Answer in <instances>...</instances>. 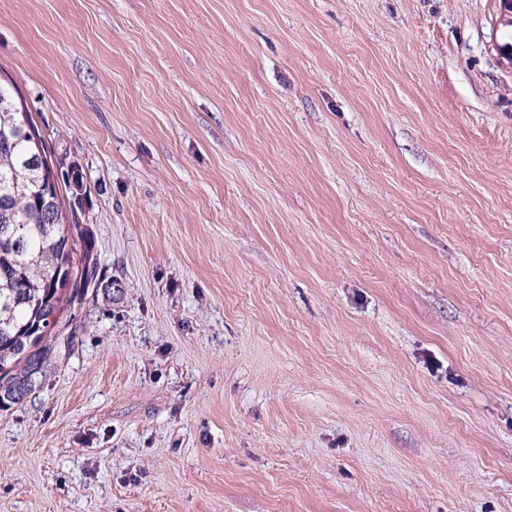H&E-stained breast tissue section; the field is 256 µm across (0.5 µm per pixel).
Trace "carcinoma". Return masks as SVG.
Segmentation results:
<instances>
[{"instance_id":"carcinoma-1","label":"carcinoma","mask_w":512,"mask_h":512,"mask_svg":"<svg viewBox=\"0 0 512 512\" xmlns=\"http://www.w3.org/2000/svg\"><path fill=\"white\" fill-rule=\"evenodd\" d=\"M30 113L0 87V406L23 399L46 366L62 312L100 284L79 224L64 225L62 185Z\"/></svg>"}]
</instances>
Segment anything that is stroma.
Returning <instances> with one entry per match:
<instances>
[{
	"instance_id": "1",
	"label": "stroma",
	"mask_w": 512,
	"mask_h": 512,
	"mask_svg": "<svg viewBox=\"0 0 512 512\" xmlns=\"http://www.w3.org/2000/svg\"><path fill=\"white\" fill-rule=\"evenodd\" d=\"M497 0H0L110 298L0 407V512H512Z\"/></svg>"
}]
</instances>
